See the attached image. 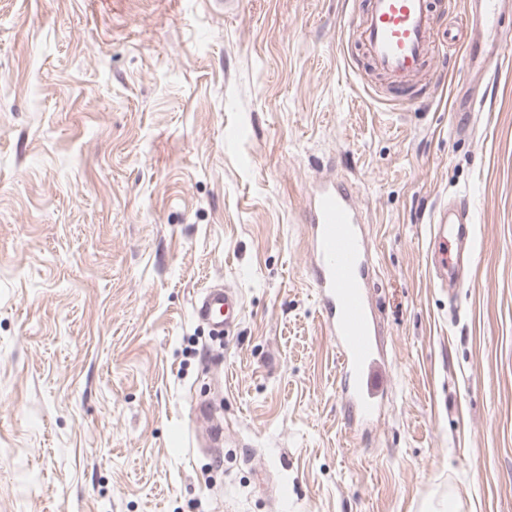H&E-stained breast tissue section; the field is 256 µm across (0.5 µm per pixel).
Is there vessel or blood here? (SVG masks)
<instances>
[{
    "mask_svg": "<svg viewBox=\"0 0 512 512\" xmlns=\"http://www.w3.org/2000/svg\"><path fill=\"white\" fill-rule=\"evenodd\" d=\"M433 0H369L360 23V41L372 69L393 87L424 89L439 34L433 26ZM503 0H476L472 23L479 34L462 40L448 33L449 44L463 42L469 68L494 71L502 44L512 31L500 25ZM307 220L311 231L312 281L324 326L336 345L343 392L361 421H370L379 407L381 357L367 294L369 252L357 207L349 190L327 180L309 191ZM432 234L440 244L474 237L470 202L458 198L435 210ZM193 315L211 335L221 336L241 315L235 289L214 284L193 304Z\"/></svg>",
    "mask_w": 512,
    "mask_h": 512,
    "instance_id": "b4317fda",
    "label": "vessel or blood"
}]
</instances>
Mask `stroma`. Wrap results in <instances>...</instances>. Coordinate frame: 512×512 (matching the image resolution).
<instances>
[{"mask_svg":"<svg viewBox=\"0 0 512 512\" xmlns=\"http://www.w3.org/2000/svg\"><path fill=\"white\" fill-rule=\"evenodd\" d=\"M366 7L0 0V512H512V45L494 77L439 46L410 100ZM329 178L372 256L366 424L312 288ZM460 196L450 294L430 220ZM213 283L243 298L219 343L192 312Z\"/></svg>","mask_w":512,"mask_h":512,"instance_id":"obj_1","label":"stroma"}]
</instances>
